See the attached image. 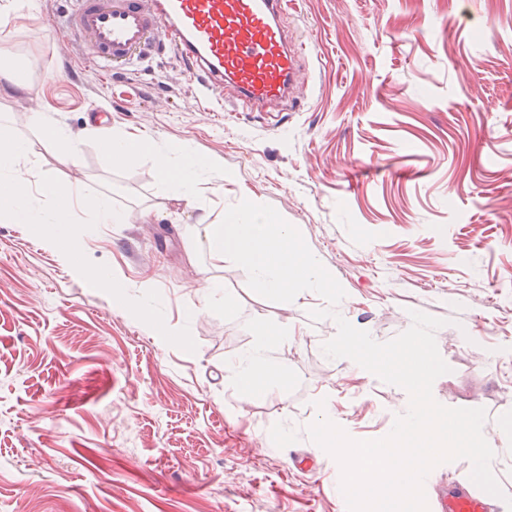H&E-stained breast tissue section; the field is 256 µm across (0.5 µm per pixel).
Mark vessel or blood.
<instances>
[{"instance_id": "vessel-or-blood-1", "label": "vessel or blood", "mask_w": 512, "mask_h": 512, "mask_svg": "<svg viewBox=\"0 0 512 512\" xmlns=\"http://www.w3.org/2000/svg\"><path fill=\"white\" fill-rule=\"evenodd\" d=\"M64 31L103 66L176 47L198 85L252 110H287L298 101L306 45L285 21L283 0H71ZM436 488V512H491L466 477Z\"/></svg>"}]
</instances>
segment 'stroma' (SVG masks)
Segmentation results:
<instances>
[{"label": "stroma", "instance_id": "35a3bbf8", "mask_svg": "<svg viewBox=\"0 0 512 512\" xmlns=\"http://www.w3.org/2000/svg\"><path fill=\"white\" fill-rule=\"evenodd\" d=\"M0 0V54L27 61L33 90L0 85V110L30 145L34 176L108 196L124 224L79 244L133 298L158 290L188 353L91 287L23 224L0 222V512H347L339 463L313 442L334 414L352 439L387 436L408 393L325 356L337 333L315 292L275 303L247 272L195 241L241 200L273 206L346 292L337 311L388 341L417 310L450 373L447 407L484 408L493 471L512 512V0H293L309 43L308 90L284 119L203 111L173 50L100 70L49 25L63 0ZM64 130L78 148L47 137ZM188 145L209 168L193 204L164 192L158 157L109 161L98 131ZM232 300L208 309L206 276ZM288 381L239 391L225 366L255 329ZM296 460H289V453Z\"/></svg>", "mask_w": 512, "mask_h": 512}]
</instances>
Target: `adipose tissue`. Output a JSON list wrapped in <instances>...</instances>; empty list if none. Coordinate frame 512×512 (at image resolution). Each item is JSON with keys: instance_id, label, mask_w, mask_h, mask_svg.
<instances>
[{"instance_id": "1", "label": "adipose tissue", "mask_w": 512, "mask_h": 512, "mask_svg": "<svg viewBox=\"0 0 512 512\" xmlns=\"http://www.w3.org/2000/svg\"><path fill=\"white\" fill-rule=\"evenodd\" d=\"M170 153L172 159L167 167L175 171L176 176L165 180L164 186L176 199L193 201L207 163L186 146L171 147ZM261 337L262 345L234 355L227 362L228 369L234 374L235 385L242 392L251 395L269 392L272 386L282 381L285 375L282 363L271 361L266 357L263 344L270 340H286L287 330H265L262 331Z\"/></svg>"}]
</instances>
